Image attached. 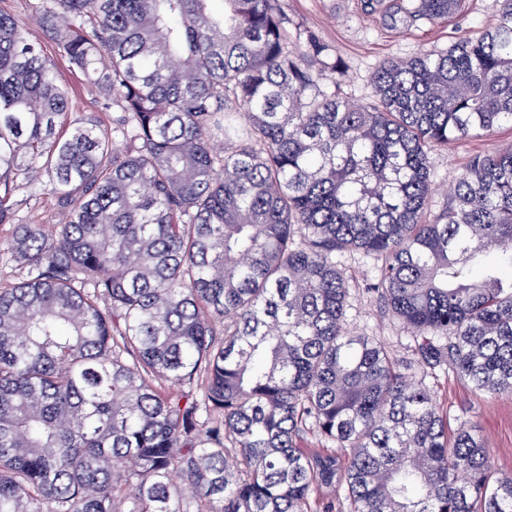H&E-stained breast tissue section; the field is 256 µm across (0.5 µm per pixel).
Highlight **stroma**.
Returning <instances> with one entry per match:
<instances>
[{
    "mask_svg": "<svg viewBox=\"0 0 512 512\" xmlns=\"http://www.w3.org/2000/svg\"><path fill=\"white\" fill-rule=\"evenodd\" d=\"M289 26H302L327 44L345 65L340 91L363 103L374 97V72L392 59L406 60L429 52L443 51L464 35L475 34L494 23L501 10V0H465L461 12L448 22L413 19L388 8L371 11L367 0H278ZM34 0H0V10L18 17L27 37L39 44L53 66L61 84L69 88L70 117L81 122L95 117L111 123L112 110L104 106L88 87L85 77L60 58L54 44L43 33L42 22L33 6ZM512 149V127L499 126L480 137L449 144L431 155L432 194L428 211L435 214L448 201L453 179L463 172L470 157L477 153H498ZM14 224H40L53 229L62 209L56 195L21 186L16 188ZM14 224H0V283L15 277V264L5 248ZM342 269L349 280L347 330L354 336H373L387 346L391 356L407 373L418 372L412 349V333L384 312L367 284L377 279V263L359 253L345 255ZM427 386L441 408L448 411V427L460 422L475 426L484 438L497 468L512 471V398L492 397L476 392L463 379L443 372L427 379Z\"/></svg>",
    "mask_w": 512,
    "mask_h": 512,
    "instance_id": "35a3bbf8",
    "label": "stroma"
}]
</instances>
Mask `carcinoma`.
Returning <instances> with one entry per match:
<instances>
[{
  "instance_id": "obj_1",
  "label": "carcinoma",
  "mask_w": 512,
  "mask_h": 512,
  "mask_svg": "<svg viewBox=\"0 0 512 512\" xmlns=\"http://www.w3.org/2000/svg\"><path fill=\"white\" fill-rule=\"evenodd\" d=\"M212 2L38 0L110 128L69 120L0 11V224L20 183L68 209L8 243L0 512H512L484 440L448 436L425 379L347 335L336 261H381L426 373L512 395V149L473 155L424 218L430 153L512 126V0L377 69L367 104L328 89L341 63L278 0ZM308 428L333 447H302Z\"/></svg>"
}]
</instances>
